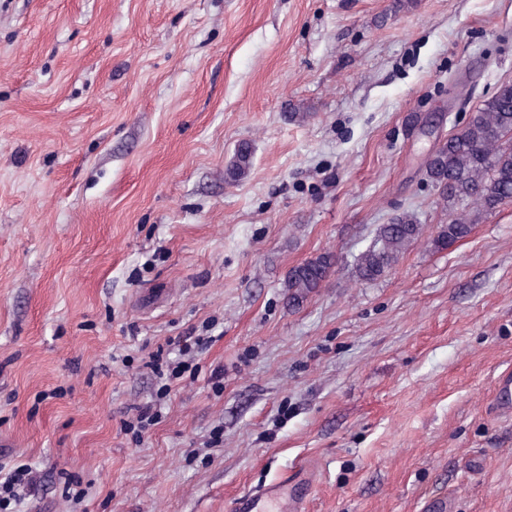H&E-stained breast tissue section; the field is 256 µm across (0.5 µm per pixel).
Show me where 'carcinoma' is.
<instances>
[{
	"instance_id": "obj_1",
	"label": "carcinoma",
	"mask_w": 512,
	"mask_h": 512,
	"mask_svg": "<svg viewBox=\"0 0 512 512\" xmlns=\"http://www.w3.org/2000/svg\"><path fill=\"white\" fill-rule=\"evenodd\" d=\"M251 163L252 148L238 145L224 181L239 182ZM425 176L441 190L444 202L465 204L440 226L432 240L438 250L467 238L482 215L512 201V83L501 85L461 129L448 134L430 153ZM421 234L422 224L411 213L379 225L373 243L356 258L355 277L362 282L380 279ZM336 264V254L324 251L289 269L283 285L288 306L298 308L317 293Z\"/></svg>"
}]
</instances>
